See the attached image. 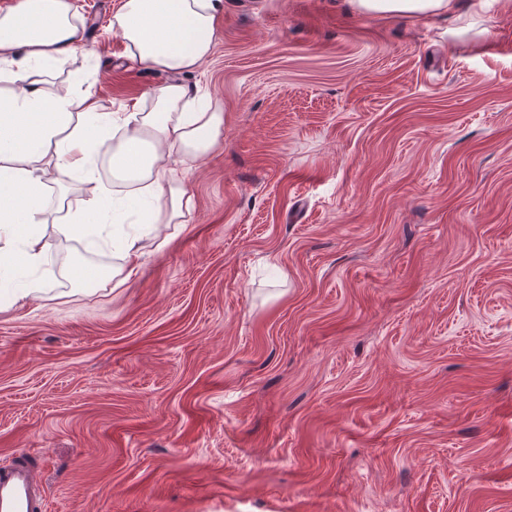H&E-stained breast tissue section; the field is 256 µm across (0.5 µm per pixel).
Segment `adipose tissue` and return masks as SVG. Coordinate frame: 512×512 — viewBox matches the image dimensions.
Returning a JSON list of instances; mask_svg holds the SVG:
<instances>
[{"mask_svg":"<svg viewBox=\"0 0 512 512\" xmlns=\"http://www.w3.org/2000/svg\"><path fill=\"white\" fill-rule=\"evenodd\" d=\"M362 15L455 16L457 0H351ZM224 0H120L112 28L128 59L167 74L149 106L101 112L90 92L48 84L44 64L61 65L88 49L71 0H19L0 11V263L41 268L51 244L41 230L55 200L47 167L83 181L97 179L101 147L110 150L112 187H99L87 203L133 196L149 201L140 218L182 231L191 197L178 154L197 160L224 133V111L211 96L185 83L212 52Z\"/></svg>","mask_w":512,"mask_h":512,"instance_id":"adipose-tissue-1","label":"adipose tissue"}]
</instances>
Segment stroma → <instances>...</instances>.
I'll list each match as a JSON object with an SVG mask.
<instances>
[{"label": "stroma", "instance_id": "1", "mask_svg": "<svg viewBox=\"0 0 512 512\" xmlns=\"http://www.w3.org/2000/svg\"><path fill=\"white\" fill-rule=\"evenodd\" d=\"M119 0H73L101 111ZM377 19L224 0L190 83L224 109L184 229L0 306V466L49 512H512V11ZM119 251L122 263L112 268V285L116 288L128 282L136 273L138 260L142 255L139 236L136 234L124 236Z\"/></svg>", "mask_w": 512, "mask_h": 512}]
</instances>
